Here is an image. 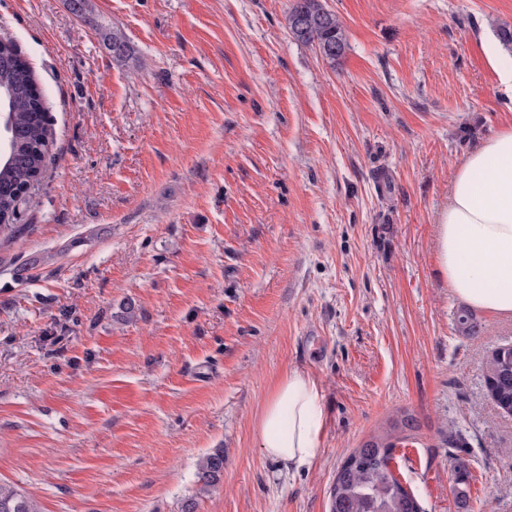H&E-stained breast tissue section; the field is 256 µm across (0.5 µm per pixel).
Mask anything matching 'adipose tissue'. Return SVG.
I'll return each instance as SVG.
<instances>
[{
    "label": "adipose tissue",
    "instance_id": "1",
    "mask_svg": "<svg viewBox=\"0 0 512 512\" xmlns=\"http://www.w3.org/2000/svg\"><path fill=\"white\" fill-rule=\"evenodd\" d=\"M435 250L455 295L473 308L512 316V126L478 144L458 167L439 213ZM321 400L313 376L288 371L258 420L268 458L294 468L318 458Z\"/></svg>",
    "mask_w": 512,
    "mask_h": 512
}]
</instances>
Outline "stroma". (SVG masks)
<instances>
[{
  "label": "stroma",
  "mask_w": 512,
  "mask_h": 512,
  "mask_svg": "<svg viewBox=\"0 0 512 512\" xmlns=\"http://www.w3.org/2000/svg\"><path fill=\"white\" fill-rule=\"evenodd\" d=\"M293 3L0 0L50 129L0 242V482L41 512H329L337 469L400 417L393 468L425 512H512V415L483 370L512 317L462 334L433 245L466 153L512 125L487 56L512 0H324L333 64L289 37ZM291 369L325 413L299 469L256 432ZM196 477L199 494H209L217 489L224 480L223 451H215L203 458L199 464Z\"/></svg>",
  "instance_id": "35a3bbf8"
}]
</instances>
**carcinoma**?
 Wrapping results in <instances>:
<instances>
[{"mask_svg":"<svg viewBox=\"0 0 512 512\" xmlns=\"http://www.w3.org/2000/svg\"><path fill=\"white\" fill-rule=\"evenodd\" d=\"M288 34L294 41L315 47L320 57L334 64L347 48L342 21L322 0H295L288 12ZM112 60L125 61L130 48L124 35L114 30L104 38ZM34 70L19 58L11 40L0 39V114L3 137L11 143L13 162L0 160V234L12 231L19 206L39 181L46 163L49 128L44 97L37 92ZM456 327L476 335L480 326L465 310L456 316ZM485 376L494 380L497 407L512 414V345L496 350L484 364ZM368 440L370 447L354 449L336 472L330 489L329 512H424L413 493L396 476L388 460L396 447V431ZM224 480V452L203 458L198 467V493L208 494ZM0 512H40L37 503L10 485L0 483Z\"/></svg>","mask_w":512,"mask_h":512,"instance_id":"carcinoma-1","label":"carcinoma"}]
</instances>
